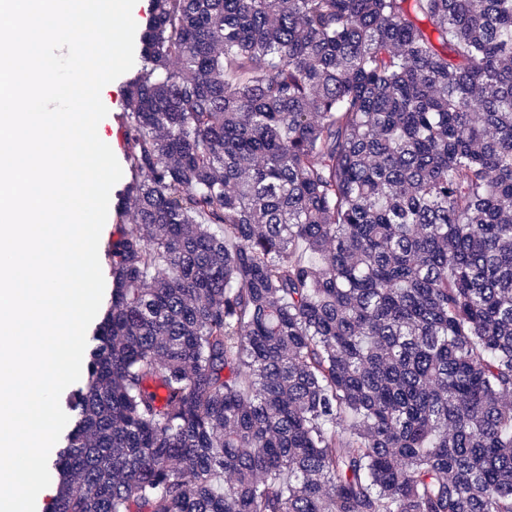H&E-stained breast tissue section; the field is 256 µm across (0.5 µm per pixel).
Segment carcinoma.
Here are the masks:
<instances>
[{"instance_id": "cac0c4a2", "label": "carcinoma", "mask_w": 512, "mask_h": 512, "mask_svg": "<svg viewBox=\"0 0 512 512\" xmlns=\"http://www.w3.org/2000/svg\"><path fill=\"white\" fill-rule=\"evenodd\" d=\"M151 11L45 512H512V0Z\"/></svg>"}]
</instances>
